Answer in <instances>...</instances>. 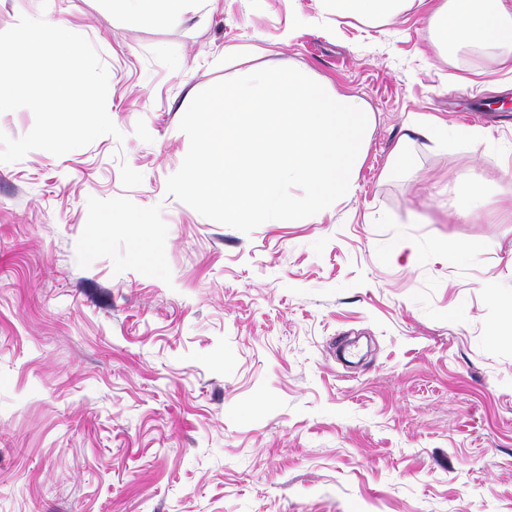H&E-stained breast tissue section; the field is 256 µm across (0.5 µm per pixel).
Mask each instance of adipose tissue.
I'll use <instances>...</instances> for the list:
<instances>
[{
    "label": "adipose tissue",
    "instance_id": "adipose-tissue-1",
    "mask_svg": "<svg viewBox=\"0 0 512 512\" xmlns=\"http://www.w3.org/2000/svg\"><path fill=\"white\" fill-rule=\"evenodd\" d=\"M476 10L449 16L448 0H433L434 16L448 19L443 30L447 44H483L512 46V0H477ZM414 0H321L326 13L339 17H351L374 23L391 19L400 11L410 8ZM453 129L433 116H422L411 122L408 132L395 146L391 166L402 164L407 158V147L414 138L421 137L437 147L447 144Z\"/></svg>",
    "mask_w": 512,
    "mask_h": 512
}]
</instances>
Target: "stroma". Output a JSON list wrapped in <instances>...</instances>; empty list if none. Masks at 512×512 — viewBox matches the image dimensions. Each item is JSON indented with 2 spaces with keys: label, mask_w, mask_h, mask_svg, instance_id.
<instances>
[{
  "label": "stroma",
  "mask_w": 512,
  "mask_h": 512,
  "mask_svg": "<svg viewBox=\"0 0 512 512\" xmlns=\"http://www.w3.org/2000/svg\"><path fill=\"white\" fill-rule=\"evenodd\" d=\"M24 15L96 48L124 137L0 163V512H512V111L464 114L512 101V48L444 45L420 0H0V31ZM275 65L372 127L355 198L247 235L166 182L191 99ZM420 115L459 133L388 171ZM461 185L482 206L452 221ZM128 4V14L140 20L148 13H153L161 19L178 20L183 13L185 2L188 0H123ZM323 10L336 17H351L374 23L391 19L400 11L410 8L414 0H321Z\"/></svg>",
  "instance_id": "stroma-1"
}]
</instances>
